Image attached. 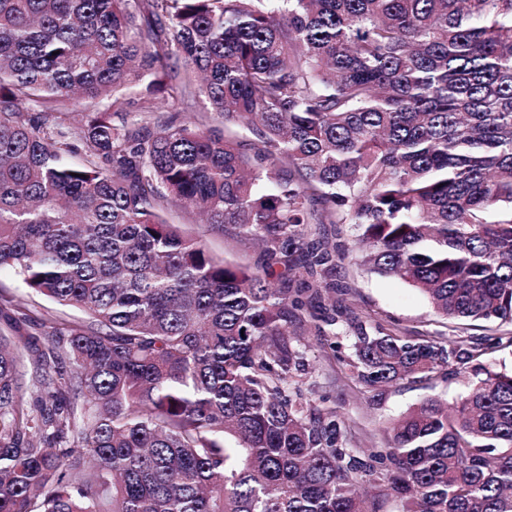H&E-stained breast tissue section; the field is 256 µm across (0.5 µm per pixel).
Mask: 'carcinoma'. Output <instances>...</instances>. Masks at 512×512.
<instances>
[{"label": "carcinoma", "mask_w": 512, "mask_h": 512, "mask_svg": "<svg viewBox=\"0 0 512 512\" xmlns=\"http://www.w3.org/2000/svg\"><path fill=\"white\" fill-rule=\"evenodd\" d=\"M136 88L120 123L95 109ZM326 223L443 319L512 326V0H0V270L91 319L30 336L0 299V512H383L377 473L402 512H512V374L481 361L512 330L357 325L367 388L473 375L366 458L291 399L288 321L348 253L308 239ZM172 224H178L188 236L201 240L207 249L217 258L237 262L251 270L264 264L262 249L249 237L226 227L203 224L200 218L181 210H172L167 214ZM310 239L316 241L328 238L333 242H351L355 231L349 224H310Z\"/></svg>", "instance_id": "obj_1"}]
</instances>
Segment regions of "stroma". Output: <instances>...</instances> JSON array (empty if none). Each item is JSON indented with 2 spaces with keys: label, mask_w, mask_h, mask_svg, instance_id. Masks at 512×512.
I'll return each mask as SVG.
<instances>
[{
  "label": "stroma",
  "mask_w": 512,
  "mask_h": 512,
  "mask_svg": "<svg viewBox=\"0 0 512 512\" xmlns=\"http://www.w3.org/2000/svg\"><path fill=\"white\" fill-rule=\"evenodd\" d=\"M170 223L179 225L188 236L201 240L218 258L259 269L264 263L262 249L249 237L232 229L201 223L197 215L181 210L170 211ZM329 282L337 292L323 295L321 301L308 303L300 322L289 324V337L301 357V371L292 375L300 398L319 409L334 410L344 420L343 446L356 454H366L387 445L385 426L408 414L421 402L438 397L455 402L467 390V374L446 377L441 374L417 382L400 381L371 391L362 386L348 366L354 357V330L351 320L373 326L398 328L404 336L418 341L438 334L448 336H483L495 334L496 325L468 326L444 323L426 296L400 280L371 272L361 263L358 253H351L330 271ZM23 299L30 335H44L45 324L81 322L88 316L77 307L61 306L42 296L27 293L13 272H0V297ZM338 304L346 308L348 319L327 325L324 308Z\"/></svg>",
  "instance_id": "1"
}]
</instances>
